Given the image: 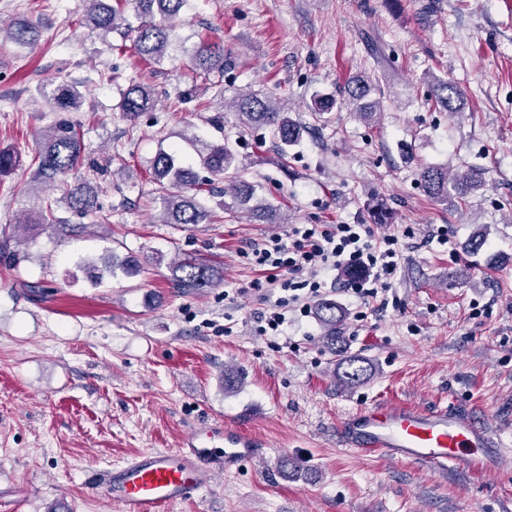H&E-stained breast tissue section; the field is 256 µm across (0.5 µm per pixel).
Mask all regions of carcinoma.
<instances>
[{"label": "carcinoma", "instance_id": "1", "mask_svg": "<svg viewBox=\"0 0 512 512\" xmlns=\"http://www.w3.org/2000/svg\"><path fill=\"white\" fill-rule=\"evenodd\" d=\"M83 2L86 6V20L93 29L108 34L123 26L126 27V32L135 33L134 47L137 54L159 63L167 55L172 41V22L181 15L188 0H134L137 14L141 17V23L135 28L125 26L121 10V3L125 0H115L113 5L109 4V0ZM2 33L20 46L31 45L39 37L37 26L29 22L18 23L6 29L0 27V34ZM190 63L194 70L202 73H222L227 65L224 47L202 40L194 48ZM426 81L431 86V100L436 106L448 112L461 111L462 93L453 82L433 74L427 75ZM376 93H381L380 81L355 75L345 83L341 91V101L359 118L372 124L376 122L378 114L383 109L382 99L374 97ZM80 97L77 86L70 84L58 86L51 94L58 112L71 111ZM338 101L332 95H317L313 97L311 111L316 117L321 118L338 108ZM223 104L230 106L237 113L241 127L269 129L281 162L288 163V153L301 143L306 127L285 112L282 103L261 91L235 89L230 98L223 100ZM154 105L155 93L152 87L144 83H132L122 92L116 109L124 118L133 121L140 114L152 110ZM81 152V141L74 127L67 124L51 126L39 138L33 158L36 164V178L43 183H50L77 170L81 164ZM198 157L200 168L207 172L204 177L183 166L181 155L176 150H161L151 161L150 169L155 184L158 185L159 200L162 204V216L158 223H215L218 220L215 212L208 209L196 194L188 191L190 186L209 182L213 178L224 181L250 222L279 223L273 209L264 201L255 199L253 186L243 178L244 162L228 142L207 144L198 151ZM20 163V154L13 150H0V174L11 173ZM419 182L428 198L441 202L448 201V196L453 193L462 200L468 193L485 187L484 173L473 167H467L450 178L446 166H424L420 169ZM63 201L68 209L73 211H100L97 188L84 178L67 187ZM367 208L375 223L391 222L392 210L386 199L373 197ZM14 228L31 235L52 228L60 235L67 236L77 232L81 226L55 224L46 211L33 210L14 224ZM88 267L96 271L99 279L106 273L114 274L117 268L128 275H135L140 271L136 258H120L115 253L104 259V268L99 269L93 263L88 264ZM170 272L171 282L185 292H201L222 279L218 267L189 258H180L170 263ZM317 314L326 331L328 345L331 349H336V326L342 319L336 302H321ZM345 364V369L338 374L339 382L347 386L360 382L365 375V367L358 365L355 359H348Z\"/></svg>", "mask_w": 512, "mask_h": 512}]
</instances>
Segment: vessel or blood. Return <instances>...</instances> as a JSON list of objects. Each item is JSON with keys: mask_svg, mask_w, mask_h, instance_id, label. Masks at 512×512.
<instances>
[{"mask_svg": "<svg viewBox=\"0 0 512 512\" xmlns=\"http://www.w3.org/2000/svg\"><path fill=\"white\" fill-rule=\"evenodd\" d=\"M343 447L435 471L457 466L486 474L512 458V449L455 406L421 409L403 404H374L345 417ZM223 447L207 446L192 436L186 451H150L111 469L94 471L90 483L121 512H164L166 506L195 498L217 472L229 473L261 454L262 444L243 430L225 428Z\"/></svg>", "mask_w": 512, "mask_h": 512, "instance_id": "1", "label": "vessel or blood"}]
</instances>
